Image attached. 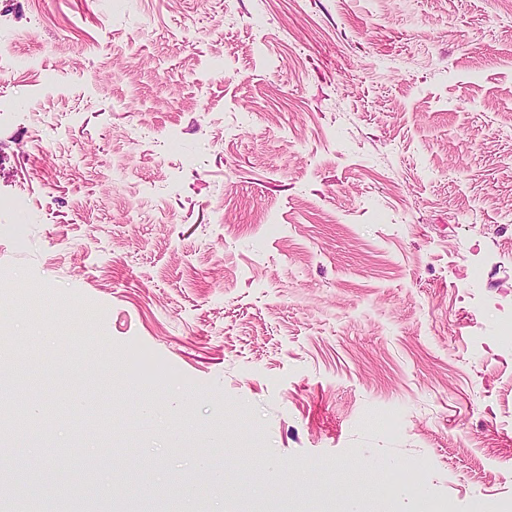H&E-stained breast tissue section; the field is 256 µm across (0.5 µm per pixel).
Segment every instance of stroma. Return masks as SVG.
Masks as SVG:
<instances>
[{
  "mask_svg": "<svg viewBox=\"0 0 512 512\" xmlns=\"http://www.w3.org/2000/svg\"><path fill=\"white\" fill-rule=\"evenodd\" d=\"M0 42L37 512L72 469L97 512H512V0H0Z\"/></svg>",
  "mask_w": 512,
  "mask_h": 512,
  "instance_id": "obj_1",
  "label": "stroma"
}]
</instances>
